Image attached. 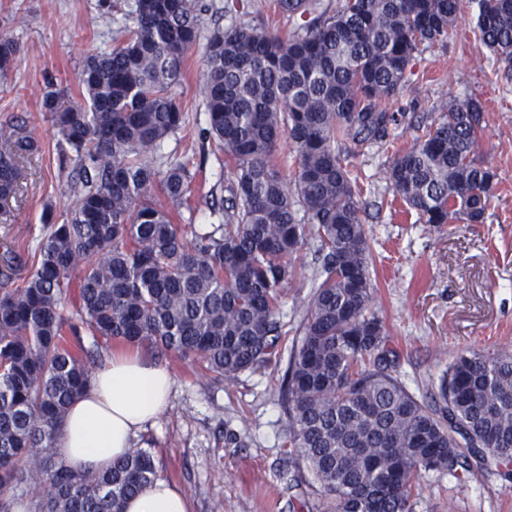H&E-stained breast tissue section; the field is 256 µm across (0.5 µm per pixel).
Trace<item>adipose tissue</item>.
<instances>
[{
    "instance_id": "1",
    "label": "adipose tissue",
    "mask_w": 512,
    "mask_h": 512,
    "mask_svg": "<svg viewBox=\"0 0 512 512\" xmlns=\"http://www.w3.org/2000/svg\"><path fill=\"white\" fill-rule=\"evenodd\" d=\"M174 380L165 366L126 348L93 374L89 388L70 404L53 442L56 456L73 471L109 468L136 434L171 403ZM185 494L158 480L130 498L124 512H188Z\"/></svg>"
}]
</instances>
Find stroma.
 <instances>
[{
	"label": "stroma",
	"instance_id": "obj_1",
	"mask_svg": "<svg viewBox=\"0 0 512 512\" xmlns=\"http://www.w3.org/2000/svg\"><path fill=\"white\" fill-rule=\"evenodd\" d=\"M201 35L189 51L186 74L173 94L185 115L182 128L161 146L163 156L185 162L193 180L192 221L200 223L219 182L224 151L206 138L200 81L215 29L236 19L276 27L273 0H206ZM476 5H469L444 42L421 45L406 77L410 90L394 101L400 124L385 144L365 145L353 159L361 180L358 200L372 258L374 307L383 317L399 371L409 389L425 395L461 350H512V81L473 36ZM13 31L22 51L0 73V130L23 126L39 144L24 160L26 178L9 216H0V252L30 258L45 233L41 215L68 210L73 196L60 171L58 136L41 107L46 79L76 87L84 60L107 50L119 27L98 0H0V31ZM475 99L484 109L480 162L495 173L487 218L481 224H425L395 198L387 171L409 148L418 127L434 124L443 106ZM318 243L307 239L297 275L282 292L284 348H291L310 298L308 282L320 265ZM174 379L172 404L134 438L152 449L162 479L189 497L191 512H322L319 486L308 469L289 480L286 418L279 388L285 361L232 380L215 381L190 361L143 349ZM414 512H512V482L498 472L467 483L427 472L415 491Z\"/></svg>",
	"mask_w": 512,
	"mask_h": 512
}]
</instances>
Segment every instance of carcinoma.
<instances>
[{"label":"carcinoma","mask_w":512,"mask_h":512,"mask_svg":"<svg viewBox=\"0 0 512 512\" xmlns=\"http://www.w3.org/2000/svg\"><path fill=\"white\" fill-rule=\"evenodd\" d=\"M466 0H275L286 34L232 21L210 38L203 70L207 133L233 171L224 222L186 232L192 176L156 167L183 122L172 88L200 35L204 0H128L112 49L88 56L75 99L46 82L43 111L56 129L73 202L46 233L18 285L19 256H0V512L44 478L50 493L28 512H123L160 478L148 448H130L102 473L67 468L53 440L88 386L83 357L99 342L155 348L232 380L280 357L282 289L295 255L319 243V281L280 385L288 454L320 485L326 512H413L424 472L465 483L497 467L512 475V353H457L419 399L374 307L367 234L351 146L383 143L400 122L419 45L443 40ZM475 35L512 79V0H478ZM21 55L0 33V71ZM483 107H445L388 170L396 196L425 224L484 222L495 173L477 160ZM0 151V214L21 188L24 153L14 129ZM287 139L297 167L275 162ZM91 337L90 345L84 337Z\"/></svg>","instance_id":"obj_1"}]
</instances>
